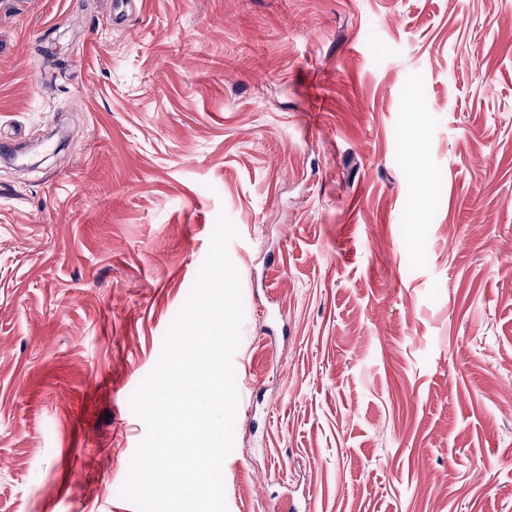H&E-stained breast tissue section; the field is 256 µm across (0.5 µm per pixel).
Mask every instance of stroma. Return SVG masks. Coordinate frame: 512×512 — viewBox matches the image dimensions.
I'll return each instance as SVG.
<instances>
[{"mask_svg":"<svg viewBox=\"0 0 512 512\" xmlns=\"http://www.w3.org/2000/svg\"><path fill=\"white\" fill-rule=\"evenodd\" d=\"M2 190L0 512H136L222 212L228 512H512V0H0Z\"/></svg>","mask_w":512,"mask_h":512,"instance_id":"obj_1","label":"stroma"}]
</instances>
